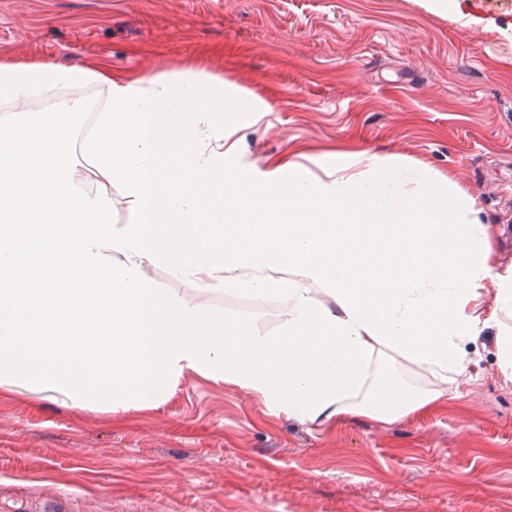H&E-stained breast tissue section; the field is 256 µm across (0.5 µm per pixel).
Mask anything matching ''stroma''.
<instances>
[{"label": "stroma", "mask_w": 512, "mask_h": 512, "mask_svg": "<svg viewBox=\"0 0 512 512\" xmlns=\"http://www.w3.org/2000/svg\"><path fill=\"white\" fill-rule=\"evenodd\" d=\"M0 0V60L100 64L235 83L265 112L224 115L229 165L289 156L326 178L365 156L419 168V196L476 201L512 266V0ZM215 309L270 332L274 302ZM458 395L411 421L316 427L197 375L120 417L0 394V512H512V382L465 345Z\"/></svg>", "instance_id": "35a3bbf8"}]
</instances>
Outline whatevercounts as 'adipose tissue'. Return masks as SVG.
I'll use <instances>...</instances> for the list:
<instances>
[{"instance_id":"adipose-tissue-1","label":"adipose tissue","mask_w":512,"mask_h":512,"mask_svg":"<svg viewBox=\"0 0 512 512\" xmlns=\"http://www.w3.org/2000/svg\"><path fill=\"white\" fill-rule=\"evenodd\" d=\"M91 83L108 92L94 121L80 98L17 110ZM238 96L224 81L0 62V393L119 415L194 374L314 425L394 423L436 412L487 330L512 381V268L495 267L474 198L410 196L376 154L365 179L225 166ZM116 191L132 223L112 221ZM224 292L275 301L278 331L224 316L211 304ZM396 355L432 387L385 377Z\"/></svg>"}]
</instances>
